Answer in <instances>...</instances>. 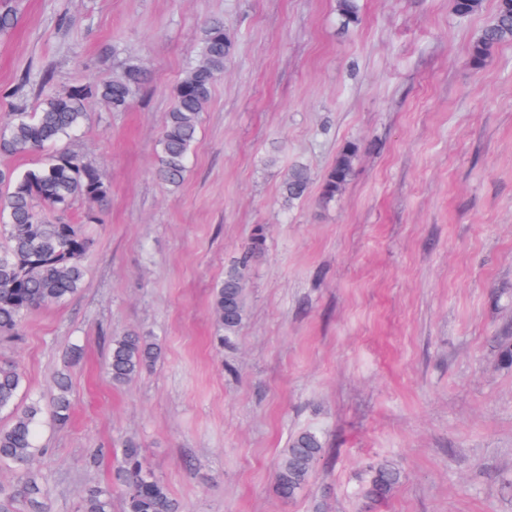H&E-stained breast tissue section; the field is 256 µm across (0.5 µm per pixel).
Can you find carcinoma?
<instances>
[{
    "instance_id": "carcinoma-1",
    "label": "carcinoma",
    "mask_w": 512,
    "mask_h": 512,
    "mask_svg": "<svg viewBox=\"0 0 512 512\" xmlns=\"http://www.w3.org/2000/svg\"><path fill=\"white\" fill-rule=\"evenodd\" d=\"M482 0H453L460 17L477 13ZM341 29L348 31L361 22L359 0H336ZM512 43V0H497L491 21L472 47L470 60L481 67L491 52ZM232 39L219 19L202 29L197 61L186 68L173 90V106L158 141V177L171 187L185 179L187 162L196 143L202 113L206 111L216 80ZM147 69L130 60L112 78L98 84L76 83L64 92L52 90V75L47 71L26 72L20 88L28 87L41 99L37 109L13 113L8 128L0 133V155L24 156L42 150L76 133L87 118L90 99L104 102L114 112L126 111L141 87L148 81ZM357 146H348L323 177L321 194L325 199L338 195L347 184ZM0 184L8 187L0 199V234L7 246L0 248V340H15L23 335L27 317L35 310L60 303L85 287L84 263L90 242L80 229L98 221L97 206L107 197L108 184L101 171L76 153L58 151L38 167L17 171L0 169ZM312 175L302 165H294L282 184L288 204L306 197ZM83 205L80 222L70 219L75 205ZM263 246L257 234L237 261L224 273L214 288V310L220 339L234 336L247 316L245 277ZM160 354L156 340L139 332L112 338L108 370L112 384L123 386L139 376ZM24 384L21 368L0 361V413L10 421L0 427V463L16 468V479L0 482V512H48L50 491L43 476L33 468L43 452L38 444V429L44 407L38 401L18 402ZM69 378L61 373L54 382L49 405L53 422L66 426L70 421ZM320 435L304 431L289 444L276 475L279 495L295 498L306 486L316 465L324 456ZM401 475L386 463L369 467V477L361 495L381 502L392 492ZM114 482L123 495L124 512H183V505L166 485L146 467L140 448L131 439L125 442L114 470ZM77 512H112V486L93 485L80 496Z\"/></svg>"
}]
</instances>
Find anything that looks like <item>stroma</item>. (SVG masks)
<instances>
[{
    "label": "stroma",
    "instance_id": "1",
    "mask_svg": "<svg viewBox=\"0 0 512 512\" xmlns=\"http://www.w3.org/2000/svg\"><path fill=\"white\" fill-rule=\"evenodd\" d=\"M342 32L335 0H0V130L25 70L62 91L141 61L151 81L126 112L91 101L59 149L110 188L86 286L34 311L0 360L25 372L26 399L71 381V421L44 422L35 462L49 512H76L107 485L126 439L186 512H512V44L469 53L495 11L451 0H360ZM234 37L184 183L156 175L172 93L206 21ZM350 180H320L348 144ZM308 195L285 204L289 167ZM239 334L216 339L212 290L255 234ZM155 336L160 360L124 386L112 337ZM325 454L280 498L296 434ZM402 479L373 506L369 463ZM312 184V175L303 165H294L288 169V173L282 184V194L288 205L300 201L306 197Z\"/></svg>",
    "mask_w": 512,
    "mask_h": 512
}]
</instances>
